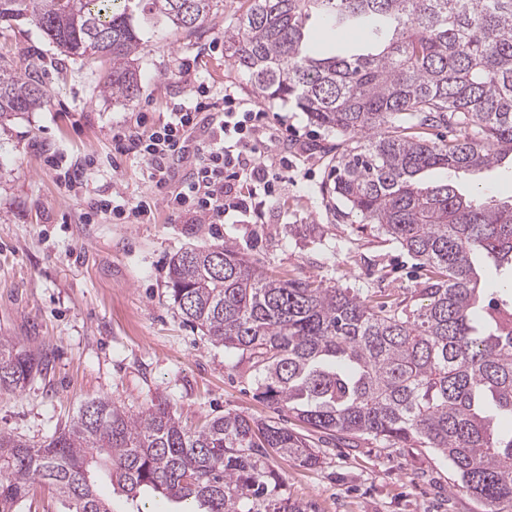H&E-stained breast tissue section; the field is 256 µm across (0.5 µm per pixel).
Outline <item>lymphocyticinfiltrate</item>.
Wrapping results in <instances>:
<instances>
[{"label": "lymphocytic infiltrate", "instance_id": "1", "mask_svg": "<svg viewBox=\"0 0 512 512\" xmlns=\"http://www.w3.org/2000/svg\"><path fill=\"white\" fill-rule=\"evenodd\" d=\"M209 94L199 91L195 101L171 110L167 119L152 129L134 127L115 136L113 148L121 155H133L147 166L150 182L164 187L172 176L171 161L178 147L198 123V115L209 108ZM266 113L243 108L232 93H225L223 115L212 140L189 157L191 174L175 193L165 196L167 208L175 217H191L198 224H220L232 211L243 212L247 202L237 194L240 182L262 185L273 195L276 185L266 174L255 133L265 124ZM149 203H131L113 197L95 200L86 214L89 222L116 224L150 216Z\"/></svg>", "mask_w": 512, "mask_h": 512}]
</instances>
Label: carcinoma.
<instances>
[{"instance_id":"1","label":"carcinoma","mask_w":512,"mask_h":512,"mask_svg":"<svg viewBox=\"0 0 512 512\" xmlns=\"http://www.w3.org/2000/svg\"><path fill=\"white\" fill-rule=\"evenodd\" d=\"M220 0H0V29L38 27L63 55L106 66L114 102L139 92L149 32L197 33ZM255 94L291 101L336 131L326 193L429 268L417 307L351 288L283 280L233 244L168 266L186 322L249 355L259 395L327 435H372L446 457L486 512H512V285L485 299L480 263L512 275V200L470 195L429 170L512 165V0H248L224 34ZM35 73L0 61V125L41 108ZM452 132L427 138L430 128ZM48 356L0 338V391L24 388ZM320 461L310 436L236 412L184 426L156 400L131 413L81 405L41 445L0 432V512L41 483L69 512H114L106 481L188 512H306L282 492L270 453Z\"/></svg>"}]
</instances>
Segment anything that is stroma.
I'll return each mask as SVG.
<instances>
[{"mask_svg": "<svg viewBox=\"0 0 512 512\" xmlns=\"http://www.w3.org/2000/svg\"><path fill=\"white\" fill-rule=\"evenodd\" d=\"M244 8L243 0H221L197 34L153 35L137 61L140 92L123 103L101 94L104 68L60 55L36 26L0 34V56L14 68L40 59L47 93L39 110L0 128V337L49 360L24 389L0 393L1 432L38 445L88 400L137 412L159 396L190 427L230 411L305 431L293 413L258 398L248 358L184 323L167 292L168 262L182 248L232 242L268 275L311 277L374 300L425 287L418 260L323 194L335 131L294 104L258 98L248 75L230 65L224 31ZM200 85L216 103L230 87L248 108L268 113L258 138L279 180L273 196L251 197L249 212H229L220 224L174 217L144 162L112 154L113 134L142 117L162 122ZM51 154L85 167L81 188L60 184ZM115 192L148 201L149 223H87L86 197ZM317 446L322 456L310 469L269 459L286 496L312 512H483L455 487L439 454L368 435L351 446L328 438Z\"/></svg>", "mask_w": 512, "mask_h": 512, "instance_id": "obj_1", "label": "stroma"}]
</instances>
